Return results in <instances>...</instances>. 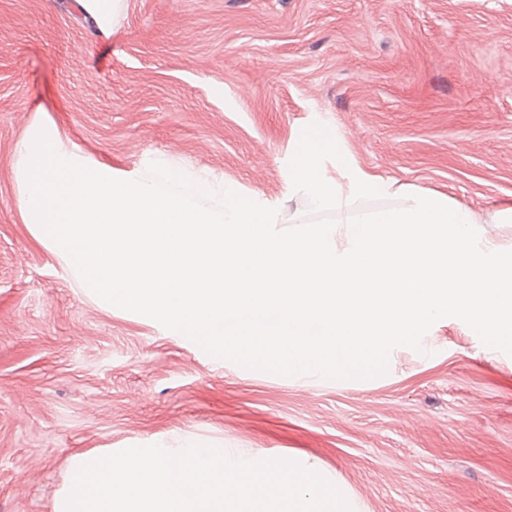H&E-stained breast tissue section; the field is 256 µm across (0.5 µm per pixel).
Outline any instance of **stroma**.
I'll use <instances>...</instances> for the list:
<instances>
[{"label": "stroma", "mask_w": 512, "mask_h": 512, "mask_svg": "<svg viewBox=\"0 0 512 512\" xmlns=\"http://www.w3.org/2000/svg\"><path fill=\"white\" fill-rule=\"evenodd\" d=\"M96 161L158 159L315 219L288 187L307 125L346 163L475 210L512 205V0H0V512H50L79 452L208 442L288 457L354 512H512V356L461 320L384 375L219 362L93 302L31 235L15 146L38 115ZM80 6L92 15L100 29L108 30L121 7L122 0H79Z\"/></svg>", "instance_id": "35a3bbf8"}]
</instances>
